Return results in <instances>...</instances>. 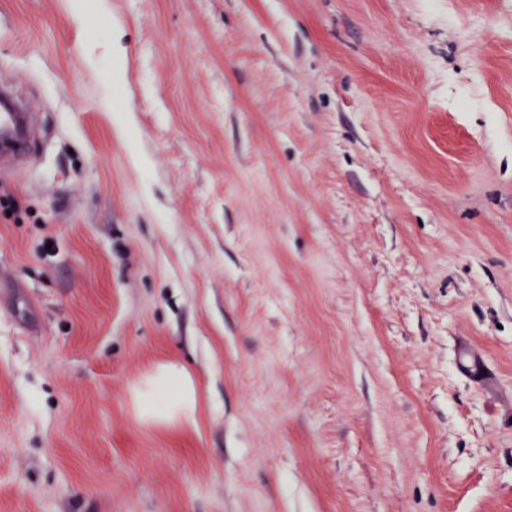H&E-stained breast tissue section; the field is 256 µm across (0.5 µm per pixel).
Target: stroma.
<instances>
[{"label": "stroma", "instance_id": "obj_1", "mask_svg": "<svg viewBox=\"0 0 512 512\" xmlns=\"http://www.w3.org/2000/svg\"><path fill=\"white\" fill-rule=\"evenodd\" d=\"M84 2L0 0V512H512V0ZM27 127L24 114L13 110H2L0 113L1 145L14 150L21 149L25 143ZM135 396L138 417L145 423L197 421L199 396L192 377L182 367L158 366L139 381Z\"/></svg>", "mask_w": 512, "mask_h": 512}]
</instances>
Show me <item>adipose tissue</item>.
Returning <instances> with one entry per match:
<instances>
[{"label": "adipose tissue", "mask_w": 512, "mask_h": 512, "mask_svg": "<svg viewBox=\"0 0 512 512\" xmlns=\"http://www.w3.org/2000/svg\"><path fill=\"white\" fill-rule=\"evenodd\" d=\"M137 412L146 423L196 422L199 396L190 374L176 365L158 366L135 388Z\"/></svg>", "instance_id": "ef3b65f1"}]
</instances>
